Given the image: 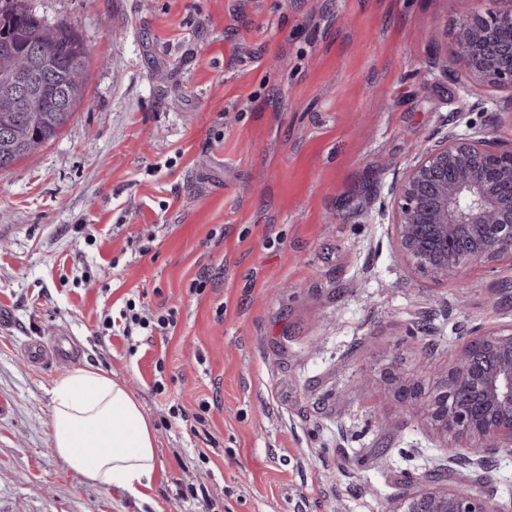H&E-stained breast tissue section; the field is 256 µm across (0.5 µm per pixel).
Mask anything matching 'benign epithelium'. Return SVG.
<instances>
[{"label":"benign epithelium","mask_w":512,"mask_h":512,"mask_svg":"<svg viewBox=\"0 0 512 512\" xmlns=\"http://www.w3.org/2000/svg\"><path fill=\"white\" fill-rule=\"evenodd\" d=\"M435 28L451 38L469 76L512 90V0ZM397 248L405 263L436 283L468 265L512 253V149L467 125L433 142L392 185ZM450 366L427 389L397 364L386 368L394 395L416 409L451 462L482 468L512 457V331L475 326L461 335ZM389 512H512L477 488L415 480Z\"/></svg>","instance_id":"benign-epithelium-1"}]
</instances>
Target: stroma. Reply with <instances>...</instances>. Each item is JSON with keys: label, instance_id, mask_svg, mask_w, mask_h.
Masks as SVG:
<instances>
[{"label": "stroma", "instance_id": "obj_1", "mask_svg": "<svg viewBox=\"0 0 512 512\" xmlns=\"http://www.w3.org/2000/svg\"><path fill=\"white\" fill-rule=\"evenodd\" d=\"M31 2L89 58L68 125L0 172V512H205L176 496L192 484L218 512H387L408 477L437 474L512 503V458L448 462L379 385L391 359L428 383L463 329L512 327V254L438 285L404 263L391 218L390 186L430 140L472 124L512 145V91L427 38L478 0ZM135 297L176 308L173 333H98ZM61 329L79 357L28 364L26 344ZM91 367L154 427L141 499L52 446L51 391ZM204 401L197 430L169 413Z\"/></svg>", "mask_w": 512, "mask_h": 512}]
</instances>
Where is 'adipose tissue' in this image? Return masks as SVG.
<instances>
[{
  "label": "adipose tissue",
  "mask_w": 512,
  "mask_h": 512,
  "mask_svg": "<svg viewBox=\"0 0 512 512\" xmlns=\"http://www.w3.org/2000/svg\"><path fill=\"white\" fill-rule=\"evenodd\" d=\"M52 441L87 480L132 498L150 488L155 432L130 390L99 369H77L52 389Z\"/></svg>",
  "instance_id": "obj_1"
}]
</instances>
